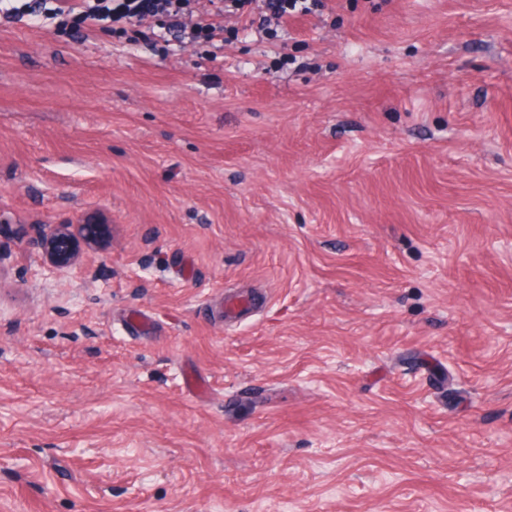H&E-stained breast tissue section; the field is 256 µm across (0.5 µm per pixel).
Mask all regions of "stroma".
<instances>
[{
    "mask_svg": "<svg viewBox=\"0 0 512 512\" xmlns=\"http://www.w3.org/2000/svg\"><path fill=\"white\" fill-rule=\"evenodd\" d=\"M189 9L0 16V512H512V0ZM318 1V2H315ZM332 0H268L273 14L279 20H286L294 13L308 14L311 12L309 5L318 3L321 7ZM100 224H52L36 242L41 265L49 274L62 273L79 263L77 241L91 246L98 243Z\"/></svg>",
    "mask_w": 512,
    "mask_h": 512,
    "instance_id": "1",
    "label": "stroma"
}]
</instances>
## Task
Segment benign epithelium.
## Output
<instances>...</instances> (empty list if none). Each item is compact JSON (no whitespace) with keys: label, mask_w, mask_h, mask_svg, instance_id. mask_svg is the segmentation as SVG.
Instances as JSON below:
<instances>
[{"label":"benign epithelium","mask_w":512,"mask_h":512,"mask_svg":"<svg viewBox=\"0 0 512 512\" xmlns=\"http://www.w3.org/2000/svg\"><path fill=\"white\" fill-rule=\"evenodd\" d=\"M99 224H52L36 242L41 265L50 274L61 273L79 263L80 249L76 242L91 246L98 243Z\"/></svg>","instance_id":"benign-epithelium-1"}]
</instances>
